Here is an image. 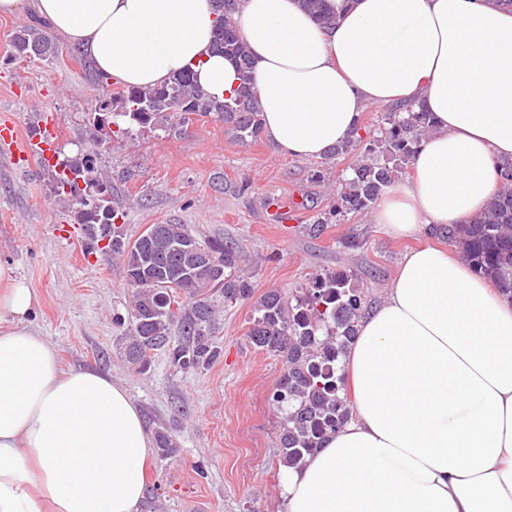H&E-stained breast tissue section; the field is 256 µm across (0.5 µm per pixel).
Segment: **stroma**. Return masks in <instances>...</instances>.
<instances>
[{
    "label": "stroma",
    "instance_id": "stroma-1",
    "mask_svg": "<svg viewBox=\"0 0 512 512\" xmlns=\"http://www.w3.org/2000/svg\"><path fill=\"white\" fill-rule=\"evenodd\" d=\"M31 18L26 11L0 15V120L27 130L53 123L58 147L73 155L91 143L87 118L102 89L71 59L70 44H62L58 61L12 59V34ZM355 159L282 156L269 140L241 142L208 117L179 137L159 129L114 137L98 166L116 187L128 239L151 224H186L200 240L237 241L259 295L278 288L293 296L312 273L348 267L376 306L403 254L430 237L394 238L369 213L341 218L317 238L306 233L313 212L304 200L332 201ZM317 167L326 177L321 185L310 178ZM52 178L39 163L14 168L0 150V258L11 259L38 294L31 324L56 345L62 365L109 374L143 412L149 433L174 436L175 456L151 458L142 512L200 504L208 512H279L282 415L269 396L285 365L249 345L250 303L225 307L215 336L222 354L209 369L180 371L158 351L150 370L136 373L114 322L130 310L123 270L89 253L73 208L50 192ZM270 198L293 200L294 222H275Z\"/></svg>",
    "mask_w": 512,
    "mask_h": 512
}]
</instances>
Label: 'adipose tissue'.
Instances as JSON below:
<instances>
[{"mask_svg":"<svg viewBox=\"0 0 512 512\" xmlns=\"http://www.w3.org/2000/svg\"><path fill=\"white\" fill-rule=\"evenodd\" d=\"M242 0L264 134L319 158L365 108L430 112L414 178L374 213L392 235L480 215L512 161V11L494 0ZM124 85L190 68L212 96L239 84L213 53L209 0H0L24 7ZM38 296L0 259V512H140L151 440L110 376L62 370L29 318ZM354 408L300 470L283 512H512V300L447 247L400 260L344 362Z\"/></svg>","mask_w":512,"mask_h":512,"instance_id":"1","label":"adipose tissue"}]
</instances>
